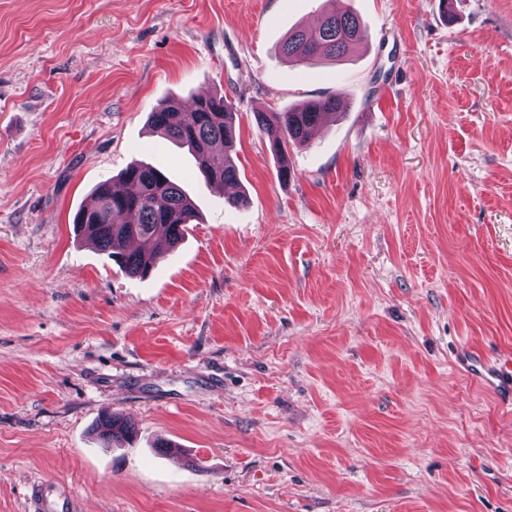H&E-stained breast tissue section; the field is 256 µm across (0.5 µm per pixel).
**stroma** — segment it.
Here are the masks:
<instances>
[{
	"label": "stroma",
	"instance_id": "1",
	"mask_svg": "<svg viewBox=\"0 0 512 512\" xmlns=\"http://www.w3.org/2000/svg\"><path fill=\"white\" fill-rule=\"evenodd\" d=\"M452 2L0 0V512H512V412L455 362L512 351V0ZM331 8L363 44L288 64ZM203 94L228 192L150 126ZM329 98L271 152L254 112ZM135 160L197 209L143 279L73 227ZM96 430L102 440L110 441L114 437L132 435L135 432V426L126 418L108 415L100 420ZM29 501V512H76L73 498L57 486L33 484Z\"/></svg>",
	"mask_w": 512,
	"mask_h": 512
}]
</instances>
